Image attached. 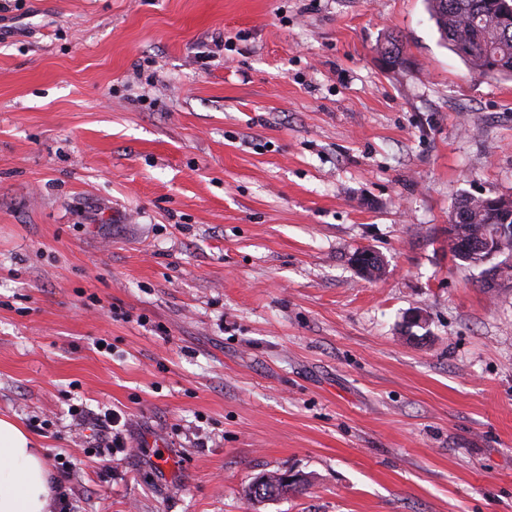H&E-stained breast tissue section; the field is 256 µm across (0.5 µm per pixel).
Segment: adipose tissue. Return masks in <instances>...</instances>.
I'll use <instances>...</instances> for the list:
<instances>
[{
  "mask_svg": "<svg viewBox=\"0 0 512 512\" xmlns=\"http://www.w3.org/2000/svg\"><path fill=\"white\" fill-rule=\"evenodd\" d=\"M54 498L42 449L17 422L0 418V512H52Z\"/></svg>",
  "mask_w": 512,
  "mask_h": 512,
  "instance_id": "obj_1",
  "label": "adipose tissue"
}]
</instances>
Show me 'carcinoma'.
I'll return each instance as SVG.
<instances>
[{"mask_svg": "<svg viewBox=\"0 0 512 512\" xmlns=\"http://www.w3.org/2000/svg\"><path fill=\"white\" fill-rule=\"evenodd\" d=\"M442 41L483 76L512 78V17H506L499 0H427ZM383 54L392 66L403 64L399 40L391 37ZM453 211L469 216L472 223L460 226L468 236L492 235L498 224L512 225V211L495 207L490 197L466 196ZM302 484L288 482L279 472L267 473L266 494L275 500Z\"/></svg>", "mask_w": 512, "mask_h": 512, "instance_id": "carcinoma-1", "label": "carcinoma"}]
</instances>
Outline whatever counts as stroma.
Returning a JSON list of instances; mask_svg holds the SVG:
<instances>
[{"mask_svg": "<svg viewBox=\"0 0 512 512\" xmlns=\"http://www.w3.org/2000/svg\"><path fill=\"white\" fill-rule=\"evenodd\" d=\"M468 194L512 197V80L425 0H0V417L54 512H512ZM285 473H279V472H269L266 473L265 476H267L268 480H266L265 483V493L268 496L269 500H275L280 498L281 496L287 494L289 491H299V488L302 487V485L305 484L304 480L302 479L300 483L297 482H288V481H295L299 480V476L297 474H291L286 473L285 477H283Z\"/></svg>", "mask_w": 512, "mask_h": 512, "instance_id": "stroma-1", "label": "stroma"}]
</instances>
